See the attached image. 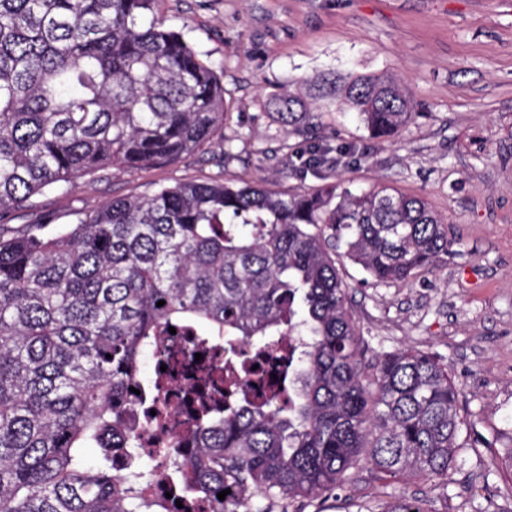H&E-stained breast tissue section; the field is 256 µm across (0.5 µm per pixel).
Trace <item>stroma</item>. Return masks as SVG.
I'll return each mask as SVG.
<instances>
[{"label":"stroma","instance_id":"1","mask_svg":"<svg viewBox=\"0 0 512 512\" xmlns=\"http://www.w3.org/2000/svg\"><path fill=\"white\" fill-rule=\"evenodd\" d=\"M165 26L183 33L220 75L226 116L218 134L176 162L106 168L0 213V226L40 220L59 228L115 198L184 181L271 180L317 190L340 181L426 200L454 243L433 272L406 283L365 281L340 268L366 356L406 347L448 365L462 410L483 444L461 449L442 477L380 479L366 463L331 495L298 512H381L403 499L423 512H512V0H160ZM326 73L403 80L414 116L389 140L371 138L354 110L313 96ZM292 95L307 135L287 133L273 106ZM355 155L300 167L311 146Z\"/></svg>","mask_w":512,"mask_h":512}]
</instances>
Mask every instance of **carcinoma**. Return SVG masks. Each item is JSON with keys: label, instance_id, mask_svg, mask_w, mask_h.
Here are the masks:
<instances>
[{"label": "carcinoma", "instance_id": "cac0c4a2", "mask_svg": "<svg viewBox=\"0 0 512 512\" xmlns=\"http://www.w3.org/2000/svg\"><path fill=\"white\" fill-rule=\"evenodd\" d=\"M159 2L0 0V212L102 168L174 162L219 131L223 82ZM329 90L376 138L411 119L393 79ZM297 106L276 101L295 132ZM48 224L0 233V512H172L142 494L153 481L208 512H273L333 492L364 456L382 479L433 477L480 444L444 360L365 358L336 267L341 248L374 282L434 268L453 241L424 199L181 182ZM171 327L230 365L249 349L257 377L290 344L276 393L196 401L168 475L143 471L136 429L166 412L141 364ZM147 404L156 414L136 419Z\"/></svg>", "mask_w": 512, "mask_h": 512}]
</instances>
